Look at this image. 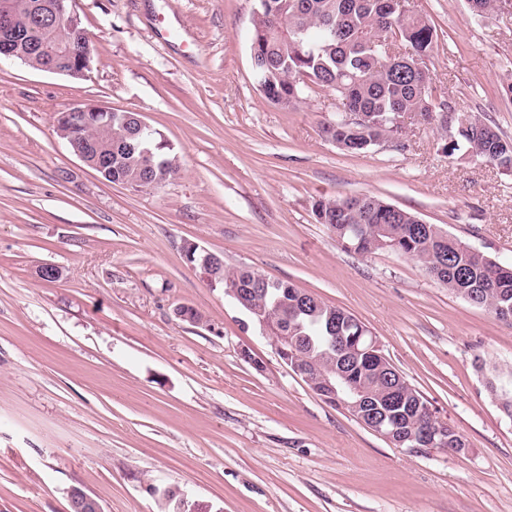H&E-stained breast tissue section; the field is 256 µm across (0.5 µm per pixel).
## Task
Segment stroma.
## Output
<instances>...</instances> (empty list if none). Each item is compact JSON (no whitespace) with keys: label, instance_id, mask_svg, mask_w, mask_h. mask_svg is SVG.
Instances as JSON below:
<instances>
[{"label":"stroma","instance_id":"1","mask_svg":"<svg viewBox=\"0 0 512 512\" xmlns=\"http://www.w3.org/2000/svg\"><path fill=\"white\" fill-rule=\"evenodd\" d=\"M412 7L437 29L436 98L512 139V9ZM256 9L77 0L89 77L0 62V512H71L75 487L103 512H162L169 486L212 512H512V420L485 386L512 367V322L406 256L344 251L312 211L375 196L511 262L512 171L445 155L414 114L398 139L341 150L321 134L335 93L285 110L260 91ZM78 102L141 114L180 177L135 191L87 167L56 128ZM187 242L353 313L467 451L394 447L325 403L186 260ZM47 263L59 280L38 277Z\"/></svg>","mask_w":512,"mask_h":512}]
</instances>
